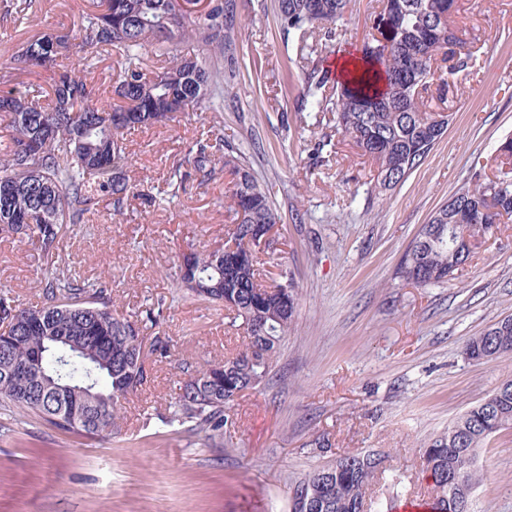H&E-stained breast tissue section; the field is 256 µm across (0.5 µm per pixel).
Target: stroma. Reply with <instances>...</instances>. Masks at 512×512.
I'll list each match as a JSON object with an SVG mask.
<instances>
[{
    "instance_id": "obj_1",
    "label": "stroma",
    "mask_w": 512,
    "mask_h": 512,
    "mask_svg": "<svg viewBox=\"0 0 512 512\" xmlns=\"http://www.w3.org/2000/svg\"><path fill=\"white\" fill-rule=\"evenodd\" d=\"M12 3L0 0V91L25 79L13 60L23 42L80 29L87 6L39 0L22 18ZM381 9V0H351L324 47L281 31L278 0H235L236 47L218 62L216 90L124 135L139 196L119 214L98 197L90 226L70 227L50 258L31 241L0 237V291L31 305L48 265L86 281L106 272L118 313L136 321L160 312L172 341L111 437L65 434L0 408V512H290L293 484L344 452L388 456L423 490L426 444L512 376V352L483 361L463 353L512 316V219L448 282L418 287L399 272L421 226L512 136V0H458L454 23L469 30L475 65L446 101L455 118L424 164L378 197L370 162L333 113L301 110L299 98L305 72L371 39ZM71 65L103 98L124 72L118 55L78 52ZM210 129L236 148L280 218L262 282L292 275L300 297L266 380L227 406L230 423L215 438L172 417L188 372L235 353L244 334L222 305L178 286L183 253L222 244L230 221V176L201 181L187 161ZM323 138L337 158L319 166L311 147ZM176 168L183 183L171 177ZM477 465L476 512H512V429L480 449Z\"/></svg>"
}]
</instances>
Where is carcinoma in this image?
<instances>
[{
	"instance_id": "cac0c4a2",
	"label": "carcinoma",
	"mask_w": 512,
	"mask_h": 512,
	"mask_svg": "<svg viewBox=\"0 0 512 512\" xmlns=\"http://www.w3.org/2000/svg\"><path fill=\"white\" fill-rule=\"evenodd\" d=\"M350 0H279L278 19L301 41L314 34L332 38ZM80 36L64 27L23 44L16 61L32 49L37 68H58L51 92L33 82L25 91L0 93V235L25 236L49 255L69 224H87L89 205L111 198L121 211L135 196L128 174L124 131L155 125L195 105L217 82L212 60L234 43L233 5L227 0H91ZM457 0H391L376 25L387 28L380 41L365 42L359 72L336 79L326 91L329 71L311 69L302 102L312 112L335 105L336 124L374 168V188L394 190L419 168L444 132L436 128L425 93L437 96L457 88L453 78L472 67L465 33L453 24ZM199 52L178 50L183 41ZM154 48L167 65L148 76L139 51ZM117 52L128 61L116 98L92 97L85 78L63 65L79 50ZM188 162L203 180L217 168L229 170L233 189L227 233L243 245L256 224H275L278 215L250 172L224 152V139L198 140ZM456 208L443 204L422 225L405 253L402 276L421 287L443 283L472 260L469 243L512 217V165L495 158L492 173L477 165L468 185L453 195ZM257 258L234 264L216 252L191 254L193 271L179 287L191 297L222 302L241 321L242 349L196 373L180 387L174 409L183 422L219 435L228 419L224 408L237 392L258 387L269 374L281 340L294 327L298 289L271 288L256 274ZM112 284L103 276L81 281L54 270L44 276L39 301L22 307L0 292V406L35 416L64 433L109 436L119 428L122 401L149 378V358L170 355L171 340L157 318L140 325L112 310ZM512 345V318L502 319L465 347L468 359L491 356ZM512 429V378L448 425L424 450L432 484L421 499L428 512H474L473 495L482 481L475 467L478 451L493 435ZM388 498L379 512H392L405 496L404 480L378 453H343L336 461L298 480L293 494L308 507L297 512H364L375 487Z\"/></svg>"
}]
</instances>
